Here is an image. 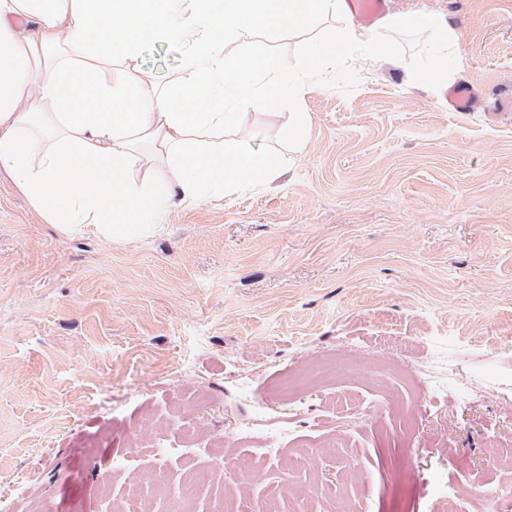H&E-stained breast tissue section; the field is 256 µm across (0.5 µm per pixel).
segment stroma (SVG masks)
I'll return each mask as SVG.
<instances>
[{
  "label": "stroma",
  "mask_w": 512,
  "mask_h": 512,
  "mask_svg": "<svg viewBox=\"0 0 512 512\" xmlns=\"http://www.w3.org/2000/svg\"><path fill=\"white\" fill-rule=\"evenodd\" d=\"M459 35L444 81L429 46L375 26L350 56L310 74L278 113L249 107L278 164L264 185L175 201L154 233H63L0 175V498L13 512H447L448 484L512 486V0H390ZM343 21L250 42L301 69ZM188 52L142 44L154 88ZM466 82L467 112L448 109ZM307 112L301 142L288 114ZM336 357L314 397L282 392L291 371ZM428 366L471 401L379 387V358ZM297 439L256 456L275 425ZM178 448L159 461L155 442ZM130 457L127 470L112 469ZM475 89L468 83H459L448 90V109L452 112L469 111L475 97Z\"/></svg>",
  "instance_id": "stroma-1"
}]
</instances>
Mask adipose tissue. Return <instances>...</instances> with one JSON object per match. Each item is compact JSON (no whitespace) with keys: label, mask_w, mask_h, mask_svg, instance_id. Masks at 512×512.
Returning <instances> with one entry per match:
<instances>
[{"label":"adipose tissue","mask_w":512,"mask_h":512,"mask_svg":"<svg viewBox=\"0 0 512 512\" xmlns=\"http://www.w3.org/2000/svg\"><path fill=\"white\" fill-rule=\"evenodd\" d=\"M0 0V173L49 223L63 232L93 228L106 236L138 237L157 229L174 196L201 201L273 178L276 165L245 141L227 144L224 130L242 121L254 100L278 107L288 85L275 57L235 69L224 56V36L245 41L259 29L305 25L323 15H345L344 0H185L189 16L175 21L172 0ZM30 29L18 28V21ZM434 42L431 69L448 66V43L458 35L431 14L391 17ZM179 37L189 46L182 72L156 95L136 62L147 42ZM352 25L312 41L307 70L348 56ZM124 62L111 76L114 58ZM150 143L178 172L158 189L134 180Z\"/></svg>","instance_id":"adipose-tissue-1"}]
</instances>
